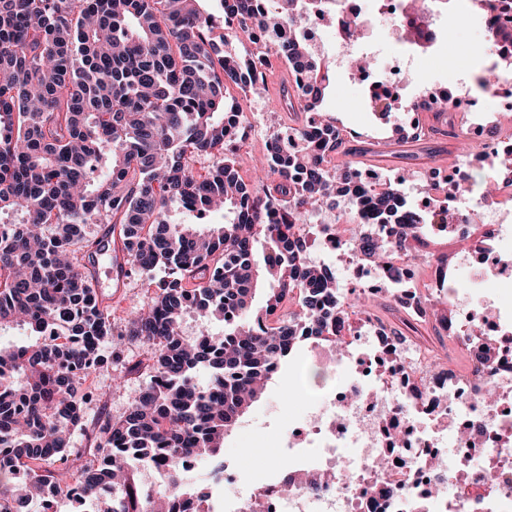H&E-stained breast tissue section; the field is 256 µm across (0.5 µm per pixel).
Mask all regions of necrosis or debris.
<instances>
[{
    "label": "necrosis or debris",
    "instance_id": "obj_1",
    "mask_svg": "<svg viewBox=\"0 0 512 512\" xmlns=\"http://www.w3.org/2000/svg\"><path fill=\"white\" fill-rule=\"evenodd\" d=\"M439 0L421 14L405 11L403 0H333L315 6L304 19L309 38L336 28V56L347 60L357 43L353 20L388 18V41L396 48L393 82L370 87L371 96L399 98L413 72L443 61L446 42ZM452 112L483 100L512 110V70L500 71L494 86L476 70L457 75L447 87ZM446 228L471 236L456 262L475 279L512 282V207L478 201L475 208L450 206ZM348 239L332 220L320 217L316 243L342 259L355 289L364 295L383 289L402 317L426 315L424 293L414 272H387L350 254ZM433 292L448 300L449 320L437 323L441 336L462 350L467 374L436 365L428 345L415 336H394L373 317L363 316L348 337L346 357L374 363L373 376L353 375L324 401L309 405L302 428L287 438L289 448H309L287 478L250 495L224 497V512H512V306L487 300L480 313L446 279L433 278Z\"/></svg>",
    "mask_w": 512,
    "mask_h": 512
}]
</instances>
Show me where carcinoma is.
I'll return each instance as SVG.
<instances>
[{"mask_svg":"<svg viewBox=\"0 0 512 512\" xmlns=\"http://www.w3.org/2000/svg\"><path fill=\"white\" fill-rule=\"evenodd\" d=\"M208 0H0V330L26 326L33 343L0 347V512H32L44 487L80 488L98 512H148L147 474L164 471L163 499L218 512L213 485L226 432L310 338L346 344L358 304L336 292L326 268L305 259L292 229L344 203L350 241L394 268L427 247V224L444 212L415 209L398 181L368 183L353 158L377 143L342 135L323 119L289 145H265L257 188L240 174L233 85L265 86L270 56L292 71L278 105L318 115L328 68L303 36L308 0H217L245 32L269 43L241 53L234 32L215 34ZM387 145L402 160L434 161L443 148L405 125ZM211 160L208 173L194 170ZM224 221L200 227L202 213ZM382 230L368 237L365 219ZM112 235L130 268L168 269L151 304L115 333L84 263ZM266 281L265 304L253 291ZM295 309L288 308V303ZM281 316L270 320L274 311ZM224 333L186 335V315ZM156 347L149 380L121 417L98 423L99 465L75 483L49 466L85 422L81 379L117 358L120 345ZM208 373L204 386L200 370ZM217 462L207 484L179 472L188 457Z\"/></svg>","mask_w":512,"mask_h":512,"instance_id":"1","label":"carcinoma"}]
</instances>
